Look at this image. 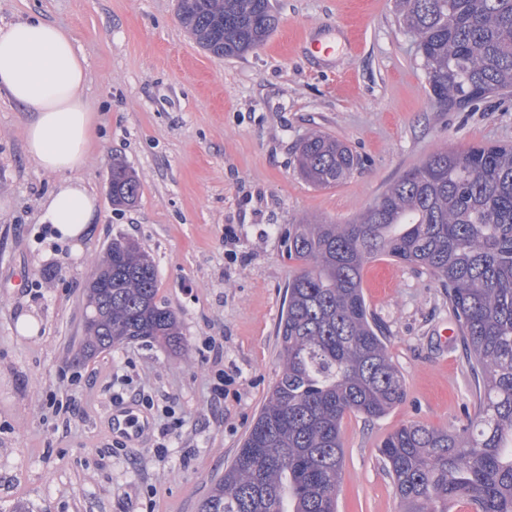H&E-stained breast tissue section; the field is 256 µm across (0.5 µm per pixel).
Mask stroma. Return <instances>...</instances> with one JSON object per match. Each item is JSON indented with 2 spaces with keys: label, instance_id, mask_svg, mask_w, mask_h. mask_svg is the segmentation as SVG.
Masks as SVG:
<instances>
[{
  "label": "stroma",
  "instance_id": "obj_1",
  "mask_svg": "<svg viewBox=\"0 0 512 512\" xmlns=\"http://www.w3.org/2000/svg\"><path fill=\"white\" fill-rule=\"evenodd\" d=\"M272 4L270 38L220 58L182 27L177 0H0V26L39 16L74 38L94 116L80 176L98 198L75 256L40 221L56 177L26 152L28 115L0 96V512H199L282 368L276 330L298 268L289 225L348 222L443 147L512 145V95L437 109L394 0ZM314 130L359 158L335 186L298 173L299 143ZM116 161L140 181L129 207L112 203ZM120 236L155 261L179 347L83 352L86 288ZM362 289L407 397L376 420L345 415L337 509L400 512L381 441L409 423L461 428L480 387L436 278L379 256ZM24 315L38 335L18 333ZM119 401L148 423L123 450Z\"/></svg>",
  "mask_w": 512,
  "mask_h": 512
}]
</instances>
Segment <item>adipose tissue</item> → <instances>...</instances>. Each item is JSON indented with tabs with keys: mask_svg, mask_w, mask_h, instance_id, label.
<instances>
[{
	"mask_svg": "<svg viewBox=\"0 0 512 512\" xmlns=\"http://www.w3.org/2000/svg\"><path fill=\"white\" fill-rule=\"evenodd\" d=\"M86 83L68 30L37 16L0 27V94L29 112L27 152L40 169L59 177L42 219L77 253L97 212L95 195L78 176L92 134Z\"/></svg>",
	"mask_w": 512,
	"mask_h": 512,
	"instance_id": "1",
	"label": "adipose tissue"
}]
</instances>
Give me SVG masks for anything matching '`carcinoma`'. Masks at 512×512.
<instances>
[{
    "label": "carcinoma",
    "mask_w": 512,
    "mask_h": 512,
    "mask_svg": "<svg viewBox=\"0 0 512 512\" xmlns=\"http://www.w3.org/2000/svg\"><path fill=\"white\" fill-rule=\"evenodd\" d=\"M440 111L512 89V0H395ZM182 24L214 56H242L278 25L270 0H192ZM300 175L332 186L358 165L319 132L299 146ZM135 172L112 165V201L138 196ZM277 338L283 367L241 448L199 512H336L344 415L378 419L404 402V378L368 311L361 272L386 256L448 289L468 363L483 382L459 431L403 425L380 454L402 512H512V145L430 155L345 224H293ZM157 270L115 238L86 297V353L125 341L176 346L175 313L157 299Z\"/></svg>",
    "instance_id": "1"
}]
</instances>
